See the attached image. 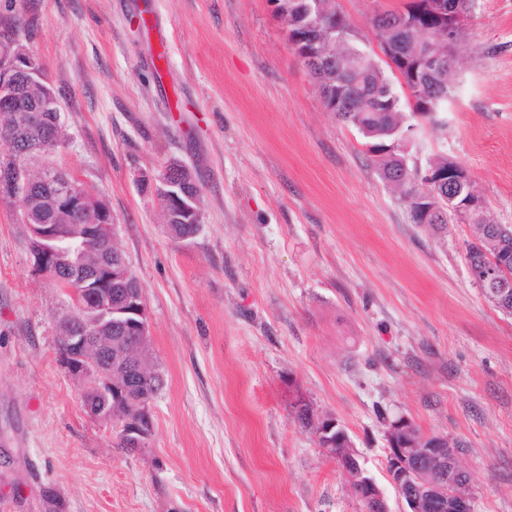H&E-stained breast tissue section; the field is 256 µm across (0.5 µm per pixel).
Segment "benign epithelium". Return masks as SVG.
<instances>
[{
	"label": "benign epithelium",
	"mask_w": 512,
	"mask_h": 512,
	"mask_svg": "<svg viewBox=\"0 0 512 512\" xmlns=\"http://www.w3.org/2000/svg\"><path fill=\"white\" fill-rule=\"evenodd\" d=\"M428 15L434 23L416 28V44L412 58L416 60L412 82L406 85L415 99L438 79L452 64L460 34L467 30L472 6L452 7L449 0H428ZM45 80L44 66L19 35L0 39V112H21L22 120L12 127L0 128V141L13 147V199L20 202L21 223L28 228V249L34 270L48 277L55 285L67 288L70 299L67 308L54 322L55 346L62 366L82 386L84 409L94 420L110 424L117 404L130 411L123 426L130 448L144 446L153 421L151 403L140 396L139 382L148 378L144 370L130 365L122 379L112 378V334L116 333L134 347L131 337L148 335L149 313L142 290L124 254L110 249L116 224L98 225L97 235L109 246L98 263L77 265L62 261L56 255L42 252V241L54 238L51 225L46 223L41 198L33 196L29 177V162L33 157L51 154L50 146H62L65 141L61 105L51 85L42 86L35 100L28 97L29 88ZM49 175L43 181L46 200L64 202L72 212H80L89 198L79 196L73 177L47 165ZM429 182L442 186L445 179L465 182L468 172L461 166L448 175L426 171ZM166 223L199 224L197 209L199 187L191 171L180 163H173L158 177ZM483 201L469 198L457 210L461 222L481 212ZM512 256L490 258L479 270L478 283L483 292L502 310H512V284L507 279V263ZM111 282L123 286L118 294L104 287ZM401 439L388 443L387 472L391 483L405 503L403 512H473V496L469 485L454 481L461 470L460 455L448 447V437L429 435L417 430L401 417L396 423ZM323 448L336 455L337 446L346 444L347 436L341 424L332 421L320 431ZM435 473V478L424 482L418 477L420 462ZM345 469L352 471L351 479L357 498L365 504L379 503L384 512L389 506L382 489L361 467L358 454L348 453Z\"/></svg>",
	"instance_id": "benign-epithelium-1"
}]
</instances>
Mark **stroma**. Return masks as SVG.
Masks as SVG:
<instances>
[{
	"instance_id": "stroma-1",
	"label": "stroma",
	"mask_w": 512,
	"mask_h": 512,
	"mask_svg": "<svg viewBox=\"0 0 512 512\" xmlns=\"http://www.w3.org/2000/svg\"><path fill=\"white\" fill-rule=\"evenodd\" d=\"M406 0H337L373 20ZM60 93L53 156L117 224L165 384L145 448L115 445L58 361L62 296L0 196V512H365L296 406L335 417L391 512L388 421L461 440L473 512H512V315L466 262L470 225L414 223L329 112L270 0H0ZM406 157L462 165L512 225V0H475ZM186 165L202 222L166 231L149 177Z\"/></svg>"
}]
</instances>
